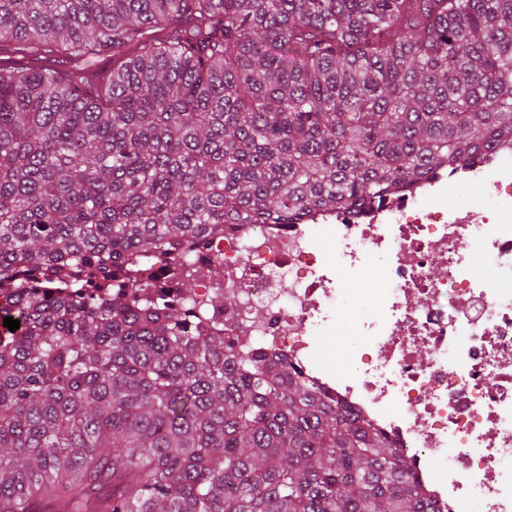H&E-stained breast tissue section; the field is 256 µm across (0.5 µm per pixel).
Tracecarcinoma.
<instances>
[{
	"mask_svg": "<svg viewBox=\"0 0 512 512\" xmlns=\"http://www.w3.org/2000/svg\"><path fill=\"white\" fill-rule=\"evenodd\" d=\"M4 53L0 512H431L156 266L512 141V0H0Z\"/></svg>",
	"mask_w": 512,
	"mask_h": 512,
	"instance_id": "cac0c4a2",
	"label": "carcinoma"
}]
</instances>
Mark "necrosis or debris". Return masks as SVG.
I'll list each match as a JSON object with an SVG mask.
<instances>
[{
	"instance_id": "necrosis-or-debris-1",
	"label": "necrosis or debris",
	"mask_w": 512,
	"mask_h": 512,
	"mask_svg": "<svg viewBox=\"0 0 512 512\" xmlns=\"http://www.w3.org/2000/svg\"><path fill=\"white\" fill-rule=\"evenodd\" d=\"M197 265L189 295L160 269L167 296L387 434L433 512H512V143L379 205L224 225Z\"/></svg>"
}]
</instances>
